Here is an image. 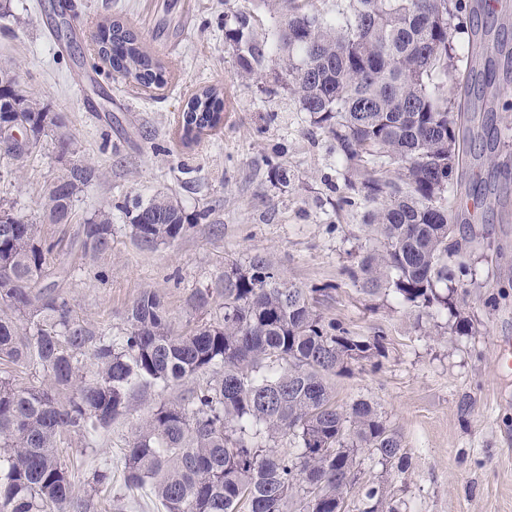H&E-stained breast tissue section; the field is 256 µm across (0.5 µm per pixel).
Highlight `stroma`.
Returning <instances> with one entry per match:
<instances>
[{"label":"stroma","mask_w":512,"mask_h":512,"mask_svg":"<svg viewBox=\"0 0 512 512\" xmlns=\"http://www.w3.org/2000/svg\"><path fill=\"white\" fill-rule=\"evenodd\" d=\"M11 10L0 19V68L16 71L58 126L18 180L0 182V198L16 201L54 243L56 283L74 317L119 334L127 307L150 290L181 330L199 317L189 303L194 289L211 287L228 263L269 253L286 281L312 290L325 319L362 336L384 335L379 367L353 365L331 384L338 405L369 400L400 435L409 467L391 477L390 491L402 512H512V369L494 353L497 339L512 337V176L497 181L500 205L458 220L473 279L454 297L471 328L443 334L446 315L365 295L345 276L352 254L371 246V233L356 212L337 207L345 164L283 87L275 25L255 0H11ZM242 15L264 49L249 79L238 74L225 38ZM115 19L165 63L164 87L139 88L99 57L100 28ZM453 43L456 74L444 84L457 102L472 65L470 27L454 31ZM205 86L221 90L224 121L189 145L178 116ZM64 139L70 148L61 147ZM73 162L95 165L101 177L80 196L72 223H43L42 201ZM276 164L291 169L289 185L272 177ZM159 192L178 197L199 221L173 244L144 248L122 208ZM102 207L112 211V249L93 263L73 238ZM145 412L133 404L100 433L96 452L75 440L61 448L94 512H162L148 490L125 487L120 465ZM106 468L112 486L97 489L93 474Z\"/></svg>","instance_id":"35a3bbf8"}]
</instances>
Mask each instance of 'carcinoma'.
Listing matches in <instances>:
<instances>
[{"instance_id": "cac0c4a2", "label": "carcinoma", "mask_w": 512, "mask_h": 512, "mask_svg": "<svg viewBox=\"0 0 512 512\" xmlns=\"http://www.w3.org/2000/svg\"><path fill=\"white\" fill-rule=\"evenodd\" d=\"M275 21L285 87L300 111L350 164L338 208L362 206L376 243L346 273L360 290L394 295L426 313L456 312L453 293L473 277L465 244L455 235V199L462 185L461 145L482 143L495 157L488 122L472 123L476 103L499 95L512 76V44L496 39L485 52L474 30L479 67L471 103L448 100L434 82L454 68L452 21L464 0H345L336 18L313 0H260ZM247 18L226 32L240 76L254 74L263 48ZM99 55L112 70L148 88L167 82L160 60L118 20L103 30ZM31 144L7 151L0 177L16 173L58 126L18 82L0 86V125L16 115ZM224 116V98L204 88L186 103L183 138L199 139ZM100 177L74 163L56 177L43 206L47 224H70L80 193ZM131 236L145 248L170 244L194 228L181 201L157 194L124 208ZM112 213L99 210L79 231L81 251L112 248ZM37 227L15 203L0 199V364L29 368L39 387L0 377V512H91L60 460L64 437L93 448L94 437L138 401L148 412L122 458L124 484L149 488L166 512H341L360 478L362 456L385 472L404 470L399 435L369 400L336 404L329 379L383 353L384 336H360L325 320L309 291L285 281L266 253L233 263L213 287L189 302L204 309L224 298L222 315L174 329L160 297L143 291L125 312L127 332L111 337L75 318L49 278V255ZM181 387L167 401L151 389ZM294 451L283 454L278 441ZM358 512H399L386 480L367 485Z\"/></svg>"}]
</instances>
